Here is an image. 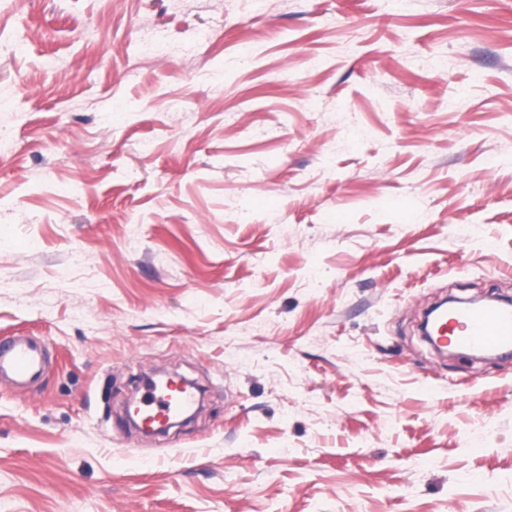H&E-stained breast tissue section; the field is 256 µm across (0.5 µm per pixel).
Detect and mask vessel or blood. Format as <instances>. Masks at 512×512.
I'll use <instances>...</instances> for the list:
<instances>
[{
	"instance_id": "vessel-or-blood-1",
	"label": "vessel or blood",
	"mask_w": 512,
	"mask_h": 512,
	"mask_svg": "<svg viewBox=\"0 0 512 512\" xmlns=\"http://www.w3.org/2000/svg\"><path fill=\"white\" fill-rule=\"evenodd\" d=\"M436 341L443 347H454L464 353L483 352L496 356L512 354V303L493 301L456 311L448 323L442 324ZM48 355L45 344L24 336L0 339V378H7L21 388L42 378ZM136 415L147 424L160 423L177 410H187L197 403L192 388L173 386L167 392L148 389Z\"/></svg>"
}]
</instances>
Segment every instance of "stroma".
<instances>
[{"label":"stroma","mask_w":512,"mask_h":512,"mask_svg":"<svg viewBox=\"0 0 512 512\" xmlns=\"http://www.w3.org/2000/svg\"><path fill=\"white\" fill-rule=\"evenodd\" d=\"M160 28L186 56L141 50ZM512 0H0V512H512ZM209 399L131 428L139 373ZM485 302L456 311L455 316L439 326L436 342L464 353L483 352L495 356L512 354V303ZM449 322V324H448ZM47 347L24 336L0 339V378L27 388L42 378L47 364Z\"/></svg>","instance_id":"35a3bbf8"}]
</instances>
